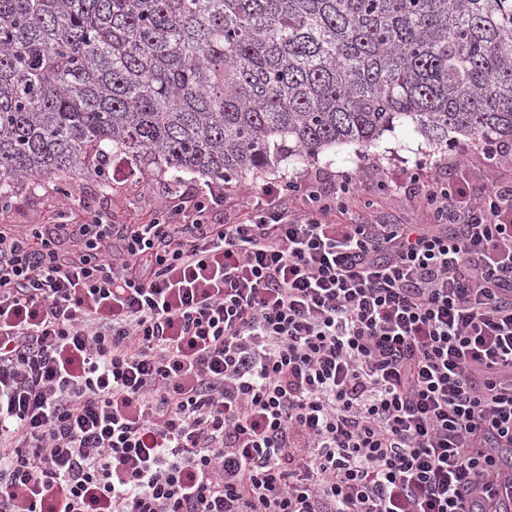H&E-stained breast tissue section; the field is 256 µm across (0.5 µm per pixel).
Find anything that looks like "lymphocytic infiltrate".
I'll use <instances>...</instances> for the list:
<instances>
[{
    "mask_svg": "<svg viewBox=\"0 0 512 512\" xmlns=\"http://www.w3.org/2000/svg\"><path fill=\"white\" fill-rule=\"evenodd\" d=\"M304 199L303 207L289 197ZM0 211V512H500L512 180Z\"/></svg>",
    "mask_w": 512,
    "mask_h": 512,
    "instance_id": "lymphocytic-infiltrate-1",
    "label": "lymphocytic infiltrate"
}]
</instances>
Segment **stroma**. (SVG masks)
<instances>
[{"label":"stroma","instance_id":"1","mask_svg":"<svg viewBox=\"0 0 512 512\" xmlns=\"http://www.w3.org/2000/svg\"><path fill=\"white\" fill-rule=\"evenodd\" d=\"M474 148V142L468 141L461 147L437 149L412 127L404 126L384 133L372 148L357 143L330 148L313 164L296 159L283 161L274 174L298 177L317 171L331 176L348 173L356 184V194L348 212L337 215L340 223L358 222L368 216L387 224L426 223L430 217L418 206L421 188L411 182V174L420 170L454 184L465 194L475 193L486 183L488 170L462 161V153ZM166 183V178L145 175L130 161L118 157L112 163V187L108 193H101L96 181L88 179L76 184L72 195L94 200L118 222L129 207L153 209L161 201ZM53 188V183L47 181L19 188L11 206L12 222H39L57 200Z\"/></svg>","mask_w":512,"mask_h":512}]
</instances>
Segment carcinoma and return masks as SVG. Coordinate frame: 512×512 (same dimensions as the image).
Returning a JSON list of instances; mask_svg holds the SVG:
<instances>
[{
	"instance_id": "1",
	"label": "carcinoma",
	"mask_w": 512,
	"mask_h": 512,
	"mask_svg": "<svg viewBox=\"0 0 512 512\" xmlns=\"http://www.w3.org/2000/svg\"><path fill=\"white\" fill-rule=\"evenodd\" d=\"M413 126L512 142V0H0V199L236 184Z\"/></svg>"
}]
</instances>
